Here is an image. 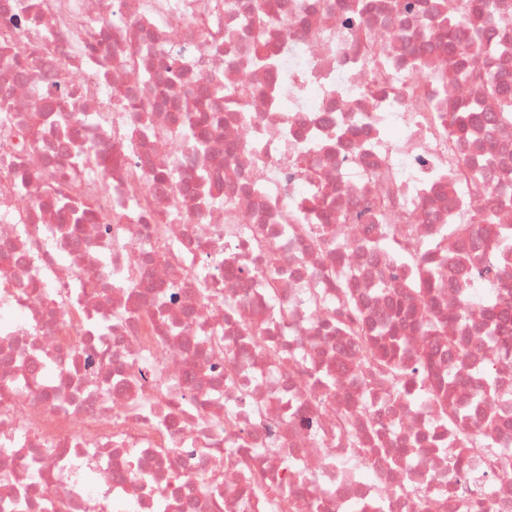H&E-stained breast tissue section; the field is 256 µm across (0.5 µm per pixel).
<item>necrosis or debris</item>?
I'll return each mask as SVG.
<instances>
[{
  "label": "necrosis or debris",
  "mask_w": 512,
  "mask_h": 512,
  "mask_svg": "<svg viewBox=\"0 0 512 512\" xmlns=\"http://www.w3.org/2000/svg\"><path fill=\"white\" fill-rule=\"evenodd\" d=\"M247 2L259 30L225 0H0V512H512V471L449 468L435 402L366 381L325 320L353 297L376 330L410 304L382 241L449 240L470 259L429 296L462 348L406 326L401 358L512 440V406L471 401L512 393V123L446 67L438 0ZM453 53L512 83V54ZM431 98L489 121L448 137ZM363 404L359 452L336 415Z\"/></svg>",
  "instance_id": "1"
}]
</instances>
